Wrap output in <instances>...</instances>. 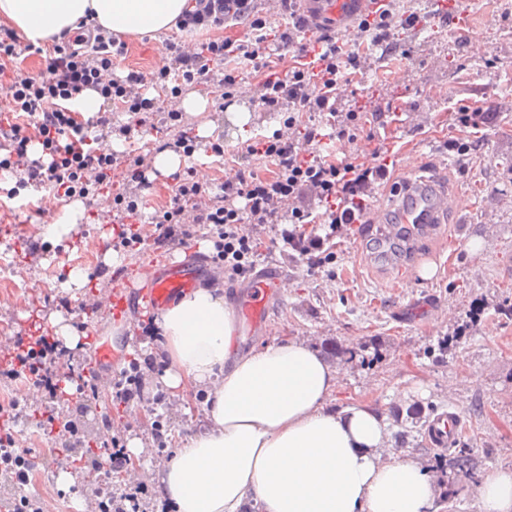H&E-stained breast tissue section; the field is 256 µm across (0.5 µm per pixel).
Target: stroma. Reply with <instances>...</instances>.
<instances>
[{"instance_id":"1","label":"stroma","mask_w":512,"mask_h":512,"mask_svg":"<svg viewBox=\"0 0 512 512\" xmlns=\"http://www.w3.org/2000/svg\"><path fill=\"white\" fill-rule=\"evenodd\" d=\"M395 7L419 13L425 24L398 31L396 48L377 54L357 75L355 90L343 104L355 109L380 96L397 107L398 118L376 129L374 140L358 136L349 153L367 157L378 148L389 162L387 179L367 202L375 210H394V193L404 178L436 177L447 183L456 205L445 234L426 249L435 273L421 279L411 266L397 263L382 271L354 244L334 239L326 243L331 259L317 269L300 262L290 247L264 246L257 267L280 265L288 288L270 302L262 328H241L242 345L304 341L337 371L335 407L363 403L384 415L394 408L418 411L409 442L390 441L386 451L415 455L431 471L448 453L426 445L425 424L433 414L459 412L461 439L473 449L483 476L512 469V0H452L446 7L437 0H397ZM198 37V32L178 29L158 41L126 37L127 53L116 74L150 73L162 60L160 43ZM206 100L205 110L193 119L197 127L212 129L204 144H223L226 156L240 155L246 138L269 136L283 126V114L254 107L249 132L240 135L220 109L217 94H207ZM463 104L489 112V123L477 130L456 126L453 112ZM460 145L469 149L463 161L456 151ZM44 201L40 191L29 188L0 202V254L13 256L17 269L13 283L0 282V351L12 347L35 317L55 334L77 335L80 305L95 299L113 275L126 278L137 294L148 286L140 271L149 260L175 264L186 259L142 245L117 251L116 264H109L98 245L116 232L95 197L84 199L82 218L61 242L45 240L43 228L53 222L55 211ZM489 224L496 225L495 235L486 234ZM30 238L41 249L28 260L24 242ZM476 238L481 248L474 253L468 244ZM73 267L86 272L87 287L64 288ZM94 325L98 335L119 337L120 368L133 358L156 357L155 369L146 374L145 400L124 405L75 396L62 402L60 411L85 435L98 437L108 423L125 445L141 443V452L131 457L133 469L139 482L155 488L163 463L204 425L205 394L169 390L162 381L167 368L162 343L129 335L126 319L98 318ZM335 344L354 349L356 358L335 356ZM159 393L165 402L153 405ZM18 399L25 407L10 427L48 480L31 479L23 486L0 480V502L29 496L54 512H90L99 500L98 484L108 480L116 488L130 487L123 472L109 476L83 469L65 476L50 455V440L29 420L40 410V399L24 389ZM159 414L168 423L160 439L154 427Z\"/></svg>"}]
</instances>
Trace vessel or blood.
<instances>
[{"mask_svg":"<svg viewBox=\"0 0 512 512\" xmlns=\"http://www.w3.org/2000/svg\"><path fill=\"white\" fill-rule=\"evenodd\" d=\"M302 6L313 24H331L341 32L349 33L348 22L365 11L367 0H302ZM451 205L448 187L444 183H419L405 179L402 193L396 202L397 225L386 226L384 214L379 210L365 212L358 222L359 228L376 230L380 236L379 249L388 252L396 236H403L408 246H416L418 240L440 232ZM211 269L204 260L196 259L166 269L150 272V286L141 295L144 308L159 311L165 308L175 297L194 288L200 278L210 274ZM287 278L283 273L270 269L262 270L245 293L237 306L238 313L251 327H260L266 321L268 304L279 297ZM130 294L127 280L113 279L110 288L104 289L95 301L96 312H111L113 306L125 304ZM94 356L97 367L88 373L90 385L108 388L112 385V366L115 362V350L111 340L103 336L93 339ZM461 433L459 414L446 412L436 414L427 424L429 443L437 448L451 446Z\"/></svg>","mask_w":512,"mask_h":512,"instance_id":"b4317fda","label":"vessel or blood"}]
</instances>
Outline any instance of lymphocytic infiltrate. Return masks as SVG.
<instances>
[{
    "label": "lymphocytic infiltrate",
    "mask_w": 512,
    "mask_h": 512,
    "mask_svg": "<svg viewBox=\"0 0 512 512\" xmlns=\"http://www.w3.org/2000/svg\"><path fill=\"white\" fill-rule=\"evenodd\" d=\"M297 0H277L287 21L271 26L258 10L257 0H188L177 25L181 30H220V37L196 44L185 52L175 43L151 73L128 72L116 76V60L125 51L121 39L97 32L91 49L81 50L69 35L54 41L46 53V68L38 76L16 64L23 53H36L22 43L18 33L0 26V90L9 102L0 112V170L16 179L6 192L13 198L19 189L49 187L61 199L96 196L120 182L113 195L112 221L124 225L113 249L134 248L151 241L165 247L191 239L194 227L210 231L216 254L214 263L229 277L252 271L261 241L245 232L248 224H276L283 244L304 259L309 267L322 266L325 239L305 235L304 225L320 224L330 233L353 223L366 210L365 199L378 181L386 179L385 165L358 162L334 155H317L312 148L335 140L354 139L367 124H383L388 113L351 109L340 111L343 87L349 86L361 67V50L390 48L397 29L421 24L414 11L397 12L392 0L357 15L348 39L330 33L310 34L307 19L297 12ZM248 25L246 37L234 35ZM215 89L225 102L249 94L264 112H283V131L261 136L247 144L245 153L268 159L276 168L273 177L262 179L253 170L237 168L219 188L198 180L194 167L171 174L173 196L169 206L152 218L149 237L135 231L139 221L138 198L151 189L148 177L152 157L130 152L140 134L166 129L162 149L193 157L198 144L190 123L178 107L189 86ZM98 91L107 107L95 122L69 108L68 103L84 90ZM124 112V121L112 118L113 108ZM316 112L324 125L305 119ZM126 143L125 151L105 152L104 137ZM42 147V156H28L31 143ZM72 364L57 342L46 338L18 340L0 371L8 377L26 373L34 386L44 389L42 430L53 437L58 458L74 468H87L78 450L85 437L75 422L57 411L61 384Z\"/></svg>",
    "instance_id": "obj_1"
}]
</instances>
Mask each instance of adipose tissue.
Here are the masks:
<instances>
[{
  "label": "adipose tissue",
  "instance_id": "ef3b65f1",
  "mask_svg": "<svg viewBox=\"0 0 512 512\" xmlns=\"http://www.w3.org/2000/svg\"><path fill=\"white\" fill-rule=\"evenodd\" d=\"M187 0H0V20L42 45L87 22L118 35L170 30ZM160 327L171 388H204L209 423L163 466L175 512H433L432 479L415 457L387 456L372 407L332 410L336 371L306 344L240 349L220 288L199 287ZM481 512H512V470L477 487Z\"/></svg>",
  "mask_w": 512,
  "mask_h": 512
}]
</instances>
